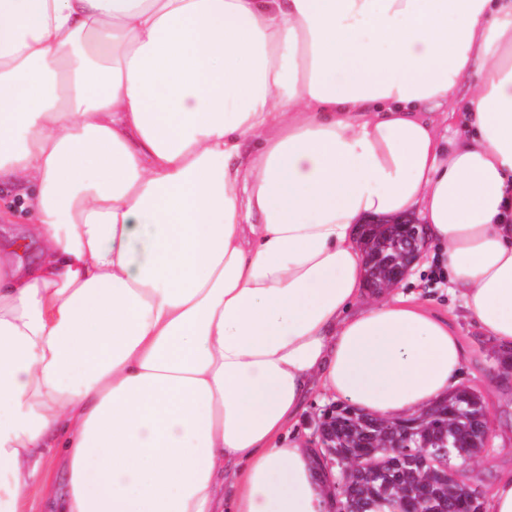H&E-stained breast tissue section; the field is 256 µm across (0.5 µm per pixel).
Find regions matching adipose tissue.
<instances>
[{"label": "adipose tissue", "instance_id": "adipose-tissue-1", "mask_svg": "<svg viewBox=\"0 0 512 512\" xmlns=\"http://www.w3.org/2000/svg\"><path fill=\"white\" fill-rule=\"evenodd\" d=\"M1 183L0 512H328L313 395L465 386L360 222L512 346V0H0ZM373 224H385V227L407 224L408 231L401 238L394 234H387L388 238L381 246L383 251L378 253L373 260L366 254L367 287L375 292L380 288H385L382 282L383 276L388 285L398 286L400 284L409 267L423 255L427 247V239L425 233L416 228V226L422 227L423 224L408 217H400L386 222L377 221ZM386 253L388 257L385 258ZM377 267L379 268L376 269Z\"/></svg>", "mask_w": 512, "mask_h": 512}]
</instances>
